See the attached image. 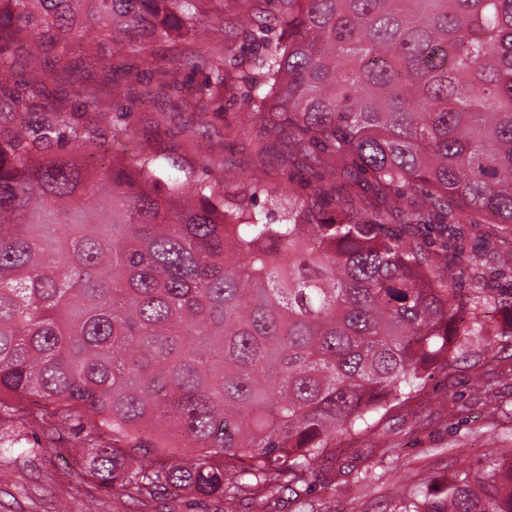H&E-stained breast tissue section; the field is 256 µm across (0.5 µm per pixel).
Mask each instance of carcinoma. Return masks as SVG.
<instances>
[{
	"label": "carcinoma",
	"mask_w": 512,
	"mask_h": 512,
	"mask_svg": "<svg viewBox=\"0 0 512 512\" xmlns=\"http://www.w3.org/2000/svg\"><path fill=\"white\" fill-rule=\"evenodd\" d=\"M261 2L236 0L250 58L232 76L193 56L187 94L219 112L229 80L248 88L251 119L324 162L301 201L115 160L77 119L109 111L94 85L34 71L0 98L46 114L0 126V428L69 429L82 477L130 499L296 495L322 459L359 480L369 456L332 451L338 434L512 336V290L451 287L413 233L512 236V0ZM207 17L224 34V0H0V80L34 20L41 46L96 30L110 72L131 34L190 38ZM390 512H512V454Z\"/></svg>",
	"instance_id": "cac0c4a2"
}]
</instances>
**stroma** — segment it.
Here are the masks:
<instances>
[{
  "label": "stroma",
  "instance_id": "1",
  "mask_svg": "<svg viewBox=\"0 0 512 512\" xmlns=\"http://www.w3.org/2000/svg\"><path fill=\"white\" fill-rule=\"evenodd\" d=\"M242 25L235 0H225L223 41L212 40L202 26L188 40L176 36L116 53L112 109L93 115L92 120L106 136L113 129L128 127V135L115 138L114 156L126 160L143 152L155 154L163 182L182 179L190 172L214 184L220 194L224 187L219 183V166L227 161L238 180L288 186L298 197H305V183L316 168L313 159L289 154L285 141L252 123L239 106L240 90L225 94L220 112H199L184 100V88L204 79L189 64L199 46L220 53L232 44L237 58L248 59ZM153 58L180 63V88L155 91L156 78L146 67ZM417 239L431 253L449 255L447 274L453 287L465 290L481 280L491 288L512 289V271L489 261L502 241L487 226L458 224L444 235L439 228L425 225L418 228ZM495 355L501 356L503 371L495 386L501 402L497 410L478 404L479 393L470 383ZM456 403L466 405V412L453 411ZM387 443L402 448L401 457L379 462L366 480L356 483L322 466L300 495L245 500L236 512H385L392 497L402 492L440 495L451 475L481 467L512 448V342L492 341L488 350H473L451 372L435 371L420 395L370 434L336 439L337 447L359 452ZM7 468L10 480L0 483V512H58L62 506L67 512H86L91 504L96 512H224L223 501L216 498L199 501L164 493L134 502L92 481L76 480L74 454L67 448L51 458L18 448L9 455Z\"/></svg>",
  "mask_w": 512,
  "mask_h": 512
}]
</instances>
